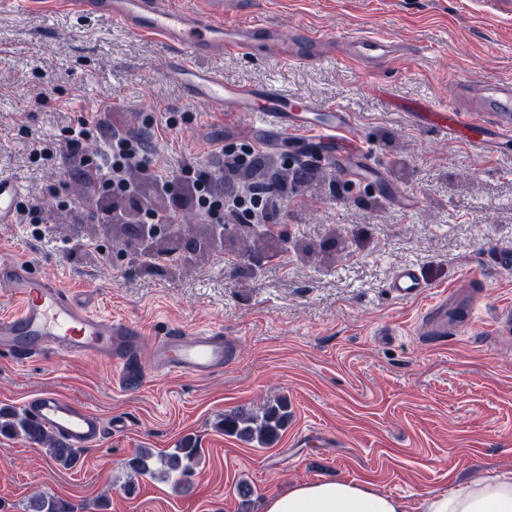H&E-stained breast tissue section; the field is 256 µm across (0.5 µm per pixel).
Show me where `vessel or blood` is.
<instances>
[{
  "instance_id": "b4317fda",
  "label": "vessel or blood",
  "mask_w": 512,
  "mask_h": 512,
  "mask_svg": "<svg viewBox=\"0 0 512 512\" xmlns=\"http://www.w3.org/2000/svg\"><path fill=\"white\" fill-rule=\"evenodd\" d=\"M236 0H205L202 10L189 13L172 0H70L79 10L111 15L127 30L160 39L170 45L165 60L168 73L178 76L192 99L206 100L212 111L233 117L242 112L256 115V140L269 145L285 138L302 144L320 142L329 155L350 163L352 175L367 181L373 176L361 161L366 145L353 134L352 116L345 110L317 108L288 97L273 84H233L222 72L201 69L194 60L201 55L233 51L251 56L263 54L275 43L272 26L231 24L228 10ZM343 54L372 69L398 53L399 48L376 35L346 37L342 43L298 29L285 52L288 59L317 62L327 51ZM416 121L429 122L438 132L471 147L481 148L512 139V79L488 83L467 79L456 100L443 107L420 101L412 108ZM20 199L17 187L0 180V224L11 223ZM0 289L17 301L16 312L0 316V350L25 361L53 349L69 357H95L111 362L120 384L139 378L141 370L158 375L188 374L206 379L234 361L235 344L219 332L194 334L174 331L142 351V331L127 319L90 310L85 296L35 277L22 261L0 260ZM389 290L403 301H414L426 285L411 265L400 266ZM29 417L51 428L74 448L97 444L105 434L102 418L91 409L55 392H41L25 403Z\"/></svg>"
}]
</instances>
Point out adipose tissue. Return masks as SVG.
<instances>
[{
  "mask_svg": "<svg viewBox=\"0 0 512 512\" xmlns=\"http://www.w3.org/2000/svg\"><path fill=\"white\" fill-rule=\"evenodd\" d=\"M422 512H512V470L476 483L430 492ZM265 512H404L401 501L345 480L301 483L269 498Z\"/></svg>",
  "mask_w": 512,
  "mask_h": 512,
  "instance_id": "obj_1",
  "label": "adipose tissue"
}]
</instances>
